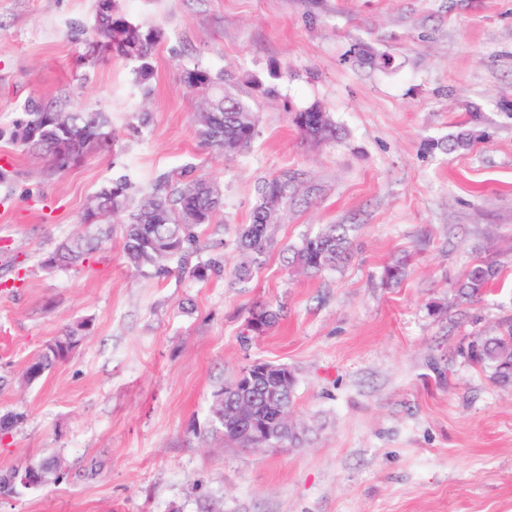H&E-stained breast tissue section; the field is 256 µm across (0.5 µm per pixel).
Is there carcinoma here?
<instances>
[{"instance_id":"cac0c4a2","label":"carcinoma","mask_w":512,"mask_h":512,"mask_svg":"<svg viewBox=\"0 0 512 512\" xmlns=\"http://www.w3.org/2000/svg\"><path fill=\"white\" fill-rule=\"evenodd\" d=\"M113 12L99 11L96 21L99 38L96 44L85 42V30L73 35L75 42L85 45L80 60L85 66L105 56L126 58L137 63L135 80L142 84L153 74V51L161 37L160 31H147L148 37L136 45L129 44L131 37L142 33V27L131 22L117 6ZM358 62L386 67L389 59L368 46L358 47ZM181 81L186 89L202 97L195 119V129L201 142L233 157L244 151L258 134L257 117L249 105L227 89L231 77L222 71L213 72L201 65L182 71ZM293 125L306 137L333 140L339 129L325 112H315L309 106L291 113ZM15 140L24 149L50 159L52 167L64 171L85 154L114 145L115 133L106 113L90 107H68L65 104L30 100L23 108V115L16 124ZM295 176L283 172L265 179L257 185L256 201L251 223L241 225L236 232V246L244 257L234 270V278L247 283L253 277L261 258L275 244L272 225L259 223V218L271 210H278L295 197ZM97 216L95 223H110L123 214L128 219L123 224V249L129 266L136 272L152 273L167 277L172 272L189 275L197 280H207L224 273L221 259L210 257L194 265L189 258L203 250L200 229L213 223L223 207V193L219 185L203 176L183 177L173 180L161 177L154 187L143 193L136 204H131V185L117 179L103 186L89 200ZM351 241L344 224H332L315 235L302 239L293 249L292 262L307 274L317 275L335 268L350 251ZM96 249L90 239L81 236L60 245L54 250L58 266L68 267L85 260ZM496 270L486 264L474 266L467 276L456 284V300L461 304L471 302L495 279ZM278 313L262 309L247 319L245 331L261 335L277 321ZM78 339L68 333L47 345V351L26 368L30 381L43 376L53 364L65 359ZM467 357L492 369L494 380L501 384L512 383V324L498 336H479L468 346ZM294 375L288 382L278 378L258 375L253 390L237 399L251 406L253 417L266 421L269 428L276 427V416L281 406L292 405ZM207 423H212L224 435L227 445L239 448H264L261 442L265 433L250 425L224 422V393H219L210 408Z\"/></svg>"}]
</instances>
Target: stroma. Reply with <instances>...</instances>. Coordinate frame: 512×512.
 Listing matches in <instances>:
<instances>
[{"mask_svg": "<svg viewBox=\"0 0 512 512\" xmlns=\"http://www.w3.org/2000/svg\"><path fill=\"white\" fill-rule=\"evenodd\" d=\"M159 29L148 88L118 57L77 63L97 0H0V472L57 457L62 479L0 497V512H512V386L463 356L512 320V0H119ZM392 61L358 64L357 44ZM233 77L258 117L224 157L195 133L183 68ZM275 92L254 91L253 80ZM106 112L117 141L63 172L13 139L28 99ZM320 104L338 139L303 138L291 112ZM150 122L141 125V112ZM468 148L441 150L459 131ZM221 186L202 229L222 276L128 268L123 226L85 224L88 199L126 177L134 193L184 167ZM297 175L300 194L247 286L235 230L257 185ZM349 225V257L310 276L289 248ZM101 237L83 264L45 253ZM406 261L387 286L383 272ZM479 261L498 270L454 305ZM282 310L245 337L257 306ZM80 337L40 379L28 364ZM294 373L297 448H233L206 434L216 394L254 362Z\"/></svg>", "mask_w": 512, "mask_h": 512, "instance_id": "35a3bbf8", "label": "stroma"}]
</instances>
